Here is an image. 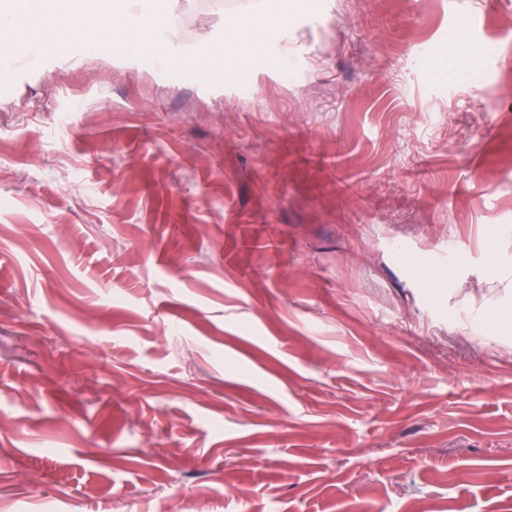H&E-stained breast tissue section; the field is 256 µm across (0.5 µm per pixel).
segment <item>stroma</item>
<instances>
[{"instance_id": "obj_1", "label": "stroma", "mask_w": 512, "mask_h": 512, "mask_svg": "<svg viewBox=\"0 0 512 512\" xmlns=\"http://www.w3.org/2000/svg\"><path fill=\"white\" fill-rule=\"evenodd\" d=\"M292 6L0 72V512H512V0ZM225 36L229 41L240 43L246 54L259 50L263 43L256 32L250 30L245 22H231L225 27ZM496 280L499 286L498 305L491 311L484 305H472L468 310L467 321L463 327L469 331L478 328L499 332L498 338H511L512 332V270H497Z\"/></svg>"}]
</instances>
